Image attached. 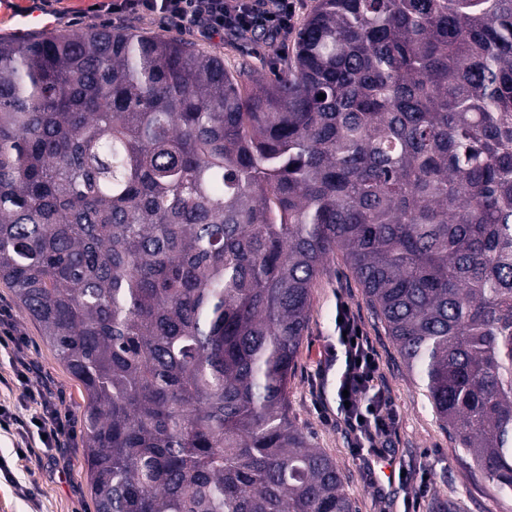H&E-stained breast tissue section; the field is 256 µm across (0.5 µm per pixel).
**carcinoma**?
<instances>
[{
	"label": "carcinoma",
	"mask_w": 512,
	"mask_h": 512,
	"mask_svg": "<svg viewBox=\"0 0 512 512\" xmlns=\"http://www.w3.org/2000/svg\"><path fill=\"white\" fill-rule=\"evenodd\" d=\"M338 252L512 495V0H316L272 77L0 37V279L80 386L95 512H356L288 409Z\"/></svg>",
	"instance_id": "cac0c4a2"
}]
</instances>
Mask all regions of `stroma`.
<instances>
[{
    "label": "stroma",
    "instance_id": "obj_1",
    "mask_svg": "<svg viewBox=\"0 0 512 512\" xmlns=\"http://www.w3.org/2000/svg\"><path fill=\"white\" fill-rule=\"evenodd\" d=\"M94 0H57L43 7L52 29L76 31L89 26L124 28L136 33L167 34L165 24L155 17L106 16L93 12ZM180 39L220 54L228 70L250 66L265 74L282 66L291 54L295 35L274 40L249 41L230 35L205 39L183 31ZM344 301L359 317L363 330L376 348L382 380L391 393L398 417L392 439L397 462L414 477H425L422 512H431L437 498H451L462 512H512V495L498 492L491 481L457 448L443 429L424 391L409 376L383 322L368 307L362 288L343 259L331 262L312 290V309L295 372L288 385V408L309 439L334 461L344 478V488L355 501L357 512H403L411 487L389 482L390 467L376 464L373 476H365L350 452L349 435L336 420V382H320L318 368L325 347L336 342V303ZM0 308L6 309L18 343L0 352V406L24 417L39 413L40 407L26 398L30 389L49 393L62 428L57 451L28 459L18 458L20 442L14 430L0 425V512H94L83 451V400L77 383L59 363L54 350L15 300L11 289L0 281ZM21 358L33 370L27 382L16 381L11 362ZM32 488L35 497H21L17 486Z\"/></svg>",
    "mask_w": 512,
    "mask_h": 512
}]
</instances>
